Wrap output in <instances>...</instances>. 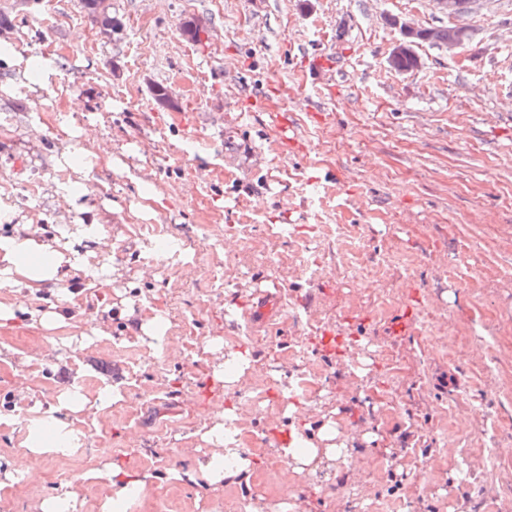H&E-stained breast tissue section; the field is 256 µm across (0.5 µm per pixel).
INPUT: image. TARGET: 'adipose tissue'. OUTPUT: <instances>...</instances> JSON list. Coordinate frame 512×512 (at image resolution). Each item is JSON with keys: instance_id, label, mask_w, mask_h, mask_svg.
Masks as SVG:
<instances>
[{"instance_id": "adipose-tissue-1", "label": "adipose tissue", "mask_w": 512, "mask_h": 512, "mask_svg": "<svg viewBox=\"0 0 512 512\" xmlns=\"http://www.w3.org/2000/svg\"><path fill=\"white\" fill-rule=\"evenodd\" d=\"M58 157L61 165L71 172L70 178L61 187V194L70 206L87 213L88 219L79 224H57L52 234L32 228L30 223L17 222L13 229L0 232V288L5 296L0 299V327L17 322L21 313H29L32 326L47 334H55L67 320L71 307L70 295H62L42 308H28L29 295L46 288H55L71 278L86 279L88 286L107 287L110 283L111 268L103 263L90 266L88 256L91 246L100 244L103 226L88 204L90 194L86 174L102 158L101 153L86 148L80 132H72L61 143ZM85 393L79 389H66L59 393L55 413L50 418L35 415L27 420L32 430L42 427L44 435L35 438L27 435L24 447L30 462L28 477H35L42 461L50 455L64 454L82 447L84 433L75 425L77 414L87 406ZM231 409L218 411L213 425L204 433L203 439L213 452L205 464L198 468L201 478L215 484L227 478L229 470L244 471L248 463L238 450L227 447L224 439V422L233 417ZM337 432L330 426H323L320 438L325 448L303 446L301 440H293L281 451L290 466L298 473L311 472L319 456L333 459L343 455L344 448L336 444ZM116 492L101 505V512H128L130 505L145 492L146 485L139 478L113 466H105L99 472Z\"/></svg>"}]
</instances>
